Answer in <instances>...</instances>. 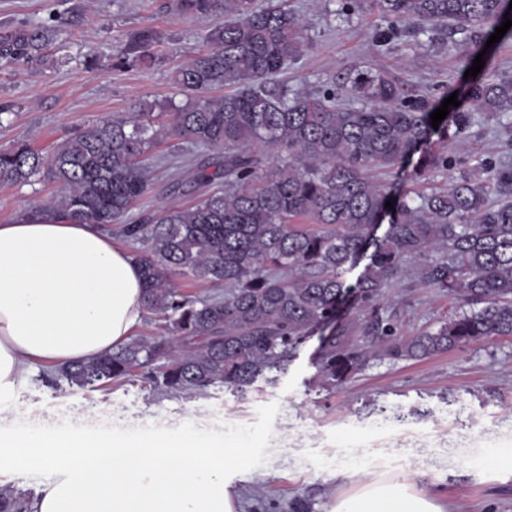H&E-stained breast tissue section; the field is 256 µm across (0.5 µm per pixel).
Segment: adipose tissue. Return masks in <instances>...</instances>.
I'll list each match as a JSON object with an SVG mask.
<instances>
[{
	"label": "adipose tissue",
	"mask_w": 512,
	"mask_h": 512,
	"mask_svg": "<svg viewBox=\"0 0 512 512\" xmlns=\"http://www.w3.org/2000/svg\"><path fill=\"white\" fill-rule=\"evenodd\" d=\"M139 262L98 225L25 213L0 223V404L17 403L46 367L124 344L145 314ZM251 442L190 432L0 429V466L43 473L31 512H242ZM349 489L328 512H455L400 471L363 465L352 448Z\"/></svg>",
	"instance_id": "adipose-tissue-1"
}]
</instances>
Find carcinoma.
I'll return each instance as SVG.
<instances>
[{
	"label": "carcinoma",
	"instance_id": "1",
	"mask_svg": "<svg viewBox=\"0 0 512 512\" xmlns=\"http://www.w3.org/2000/svg\"><path fill=\"white\" fill-rule=\"evenodd\" d=\"M512 0H371L391 28L409 20L425 34L459 32L464 67L484 53L463 104L435 129L442 100L407 94L386 72L352 67L317 93L296 94L279 81L309 46L306 23L262 0H172L199 20L224 15L207 48L174 73L186 102L165 107L170 127L150 112L95 121L42 154L24 142L0 148V185L35 177L58 193L38 213L102 227L122 225L142 245L145 307L162 333L132 339L94 359L45 375L59 386L105 387L162 359L145 376L157 394L224 385L244 392L267 372H284L306 340L326 327L315 365L334 387L370 361L422 359L480 339L512 336V164L475 157L460 162L430 143L460 146L473 111L512 112V76L489 72L484 46L512 20ZM47 25L0 28V65L33 63L56 37ZM160 35L130 33L116 65L152 59ZM224 87L219 96L212 90ZM174 133L210 154L176 191L203 190L188 207H160L129 221L152 186L144 156ZM448 180L442 192L394 191L389 175ZM224 182L220 192L205 188ZM392 201L393 208L385 206ZM308 217L320 225H301ZM383 234H377L381 225ZM359 270L352 284L347 277ZM224 287L200 298L174 275ZM459 297L464 306L406 338L383 300L402 279ZM357 321H341L342 305ZM31 495L0 490V512H29Z\"/></svg>",
	"mask_w": 512,
	"mask_h": 512
}]
</instances>
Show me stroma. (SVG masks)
Listing matches in <instances>:
<instances>
[{"instance_id": "1", "label": "stroma", "mask_w": 512, "mask_h": 512, "mask_svg": "<svg viewBox=\"0 0 512 512\" xmlns=\"http://www.w3.org/2000/svg\"><path fill=\"white\" fill-rule=\"evenodd\" d=\"M171 0H0V24H45L57 30V49L37 63L0 68V147L18 140L50 149L67 135L106 116H126L135 105L185 101L173 82L176 68L206 47V34L223 16L197 20L181 15ZM328 0H288L312 28V45L285 76L291 90L310 93L332 83L354 64L382 68L406 92L441 96L463 86L465 70L443 35L405 31L381 44L386 23L377 12L358 8L327 14ZM144 26L161 36L147 66H121L113 59L128 35ZM100 57L97 69L84 63ZM69 62L59 65V55ZM184 141L170 135L149 159L154 184L131 216L162 206H187L192 194L171 193L180 172L172 154ZM460 158L484 155L512 162V118L475 114ZM57 190L34 180L0 186V222L36 209ZM404 336H412L457 307L445 293L399 285L384 300ZM320 343L311 336L286 373L258 379L246 392L215 387L191 396L157 395L134 376L90 390L50 386L33 378L22 399L26 425L45 430L64 426L147 428L161 435L185 429L202 434H242L258 452L248 465L255 483L244 512H268L297 499L310 512H327L332 494L349 489L328 479L344 461L342 447L367 449L365 463L436 482L463 512H512V470L489 475L486 454L512 447V337L479 340L422 360L371 362L344 384L315 383L312 357Z\"/></svg>"}]
</instances>
